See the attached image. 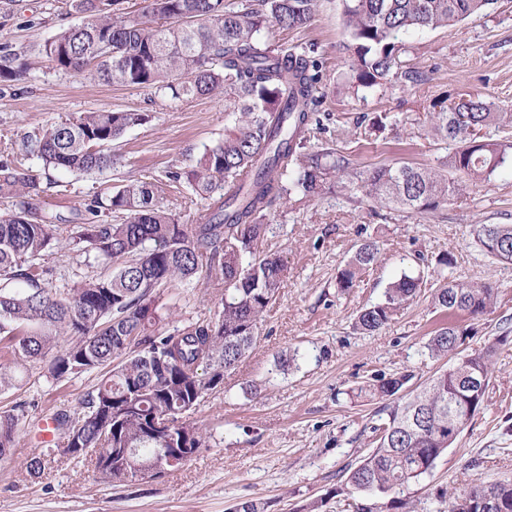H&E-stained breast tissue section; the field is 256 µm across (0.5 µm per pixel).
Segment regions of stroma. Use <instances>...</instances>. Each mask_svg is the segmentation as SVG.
I'll use <instances>...</instances> for the list:
<instances>
[{"label":"stroma","instance_id":"obj_1","mask_svg":"<svg viewBox=\"0 0 512 512\" xmlns=\"http://www.w3.org/2000/svg\"><path fill=\"white\" fill-rule=\"evenodd\" d=\"M79 21L58 0H0V51L29 65L26 77L0 80V160L19 153L26 133L48 122L101 109L142 112L146 122L113 142L118 163L103 173H47L29 160L33 174L55 182L35 207L58 223L76 224L94 196L147 181L159 186L181 223H195L205 201L170 187L167 173L191 170L205 148L223 139V92L175 102L149 87L62 71L43 47ZM261 39L288 49L313 47L325 117L311 145L344 152L357 170L441 167L453 146L434 135L429 111L444 98L471 91L512 113V0H494L448 28L401 35V59L412 80L370 89L357 85L349 67L343 0H317L307 25L273 27ZM382 113L391 118L386 129H369L368 119ZM266 222L269 248L288 260V280L254 349L194 414L210 426L206 448L152 482L111 487L68 461L31 477L26 464L44 448L41 422L75 409L100 378L95 371L56 382L34 369L18 388L0 393V411L21 400L31 404L16 447L0 460V512H231L247 501L261 512H301L332 489L337 495L321 512H344L342 472L373 448L371 428L385 416L384 401L359 397V388L402 374L417 385L446 364L426 348L446 322L433 299L440 274L497 288L493 312L471 321L466 341L471 349L493 347V374L485 410L404 497L416 512H448L453 488L512 480V264L485 256L472 234L477 224H512V167L499 169L491 181L460 187L434 212L351 201L335 187L311 200L274 204ZM369 239L379 246L377 263L354 288L338 293L339 270ZM446 254L454 258L447 269L438 263ZM404 273L422 277L417 297L380 331L356 330L357 313L381 302L389 283ZM222 294L202 284L175 300L162 297L160 312L181 322L208 318Z\"/></svg>","mask_w":512,"mask_h":512}]
</instances>
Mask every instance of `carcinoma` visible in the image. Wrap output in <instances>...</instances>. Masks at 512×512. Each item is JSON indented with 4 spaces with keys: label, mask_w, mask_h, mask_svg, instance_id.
Here are the masks:
<instances>
[{
    "label": "carcinoma",
    "mask_w": 512,
    "mask_h": 512,
    "mask_svg": "<svg viewBox=\"0 0 512 512\" xmlns=\"http://www.w3.org/2000/svg\"><path fill=\"white\" fill-rule=\"evenodd\" d=\"M83 16L45 45L57 66L82 73L95 68L112 84L153 87L180 101L224 90L231 118L224 139L205 149L188 173L192 193L209 201L202 221L182 224L161 201L158 186L135 181L86 212L106 211L111 221L57 224L32 207L45 187L21 160L0 161V195L15 204L0 212V392L16 388L38 365L53 381L107 372L88 389L74 411L52 418L54 439L27 463L30 475L53 468L63 448H84L110 463L92 467L96 479L129 483L128 473L170 457L174 448L148 431L149 419L188 422L194 453L206 447L207 426L189 419L209 392L224 384L253 348L261 322L288 278L282 256L261 250L269 209L285 196L316 198L335 183L351 198H370L412 213L435 211L457 190L448 174L471 184L491 180L512 162V142L490 128L512 125V114L494 112L485 99L463 93L446 106H432L435 134L456 145L448 173L409 164L351 170L338 151H311L306 132L320 124L324 94L317 60L307 48H275L259 41L270 25L298 28L312 19L316 0H151L150 18L112 14L118 0H66ZM490 0H345L350 66L365 88L413 79L402 70L399 35L453 26L483 11ZM140 112L101 109L80 112L26 135V155L43 168L92 175L118 163L112 142L143 124ZM475 243L488 256L512 263V224H478ZM65 245L83 259L76 280L53 282L47 266L53 249ZM366 240L338 272L336 289L349 291L378 258ZM224 287L221 310L212 318L172 328L158 325L156 301L175 298L200 281ZM419 276L403 274L384 300L361 310L357 329L384 327L421 288ZM495 288L450 280L436 304L450 315L478 319L491 312ZM75 337L59 347V336ZM468 329L450 323L428 343L431 356L448 367L406 396L409 376L378 378L360 388L369 398L395 400L387 419L373 427L376 446L347 470L346 485L358 497L354 512H384L383 500L401 494L429 474L485 406L494 349L464 352ZM29 404L0 412V457L15 447L26 426ZM121 410L112 419V410ZM497 508L486 506L487 499ZM448 512H512V481L464 485Z\"/></svg>",
    "instance_id": "carcinoma-1"
}]
</instances>
